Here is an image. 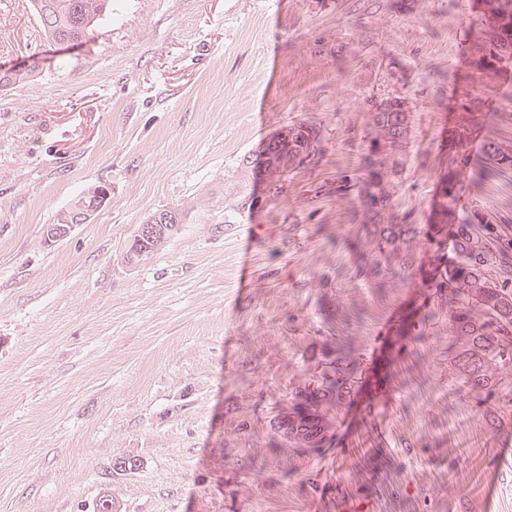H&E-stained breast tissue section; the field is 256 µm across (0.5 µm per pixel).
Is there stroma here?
<instances>
[{
	"label": "stroma",
	"mask_w": 512,
	"mask_h": 512,
	"mask_svg": "<svg viewBox=\"0 0 512 512\" xmlns=\"http://www.w3.org/2000/svg\"><path fill=\"white\" fill-rule=\"evenodd\" d=\"M11 2L0 66L40 67L0 89V512H512V368L484 403L460 391L447 311L419 325L429 291L373 273L356 198L314 194L362 166L371 102L402 97L392 213L426 224L458 117L431 76L462 66L471 0H113L63 65ZM482 98L512 142V82ZM305 121L318 151L225 223L240 159ZM464 203L512 226V171ZM172 207L177 232L127 263ZM341 352L363 387L329 447L292 446L278 418ZM106 189L107 187L104 185H97L89 190L87 195L79 201L78 205L65 214L64 219L70 221L71 224H84L91 216V214H89V209L95 211L99 207L101 201H95L98 198H101L100 192L103 193Z\"/></svg>",
	"instance_id": "stroma-1"
}]
</instances>
